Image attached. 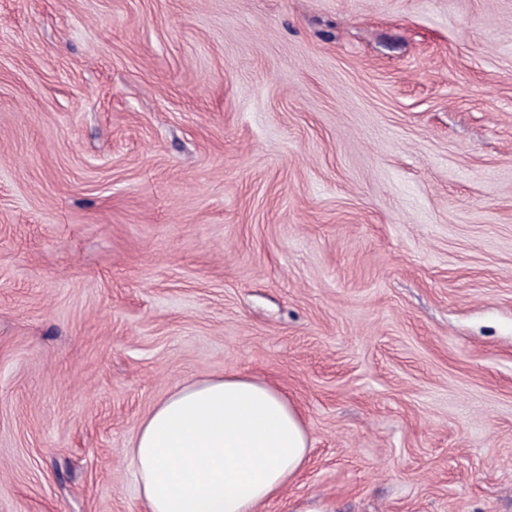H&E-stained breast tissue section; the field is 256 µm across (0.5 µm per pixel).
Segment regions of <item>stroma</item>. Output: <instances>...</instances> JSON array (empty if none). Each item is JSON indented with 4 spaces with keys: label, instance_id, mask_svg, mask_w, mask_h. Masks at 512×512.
Masks as SVG:
<instances>
[{
    "label": "stroma",
    "instance_id": "35a3bbf8",
    "mask_svg": "<svg viewBox=\"0 0 512 512\" xmlns=\"http://www.w3.org/2000/svg\"><path fill=\"white\" fill-rule=\"evenodd\" d=\"M229 372L259 512H512V0H0V512H144ZM304 419L268 383L236 373L177 386L127 456L146 512H257L305 467Z\"/></svg>",
    "mask_w": 512,
    "mask_h": 512
}]
</instances>
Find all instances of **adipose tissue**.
I'll list each match as a JSON object with an SVG mask.
<instances>
[{"mask_svg":"<svg viewBox=\"0 0 512 512\" xmlns=\"http://www.w3.org/2000/svg\"><path fill=\"white\" fill-rule=\"evenodd\" d=\"M304 419L268 383L236 373L177 386L127 456L147 512H258L305 467Z\"/></svg>","mask_w":512,"mask_h":512,"instance_id":"adipose-tissue-1","label":"adipose tissue"}]
</instances>
